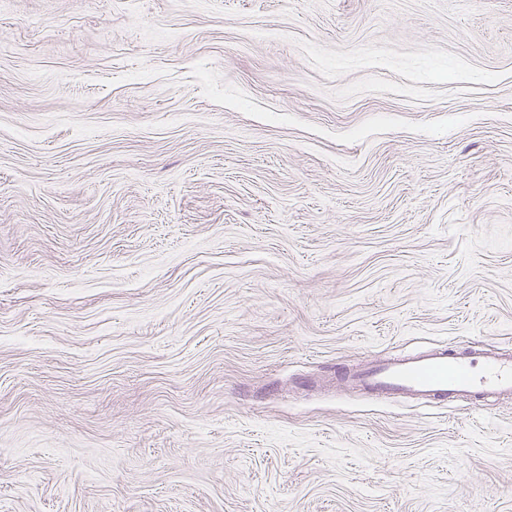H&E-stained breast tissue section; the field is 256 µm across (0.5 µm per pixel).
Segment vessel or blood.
<instances>
[{
	"label": "vessel or blood",
	"mask_w": 512,
	"mask_h": 512,
	"mask_svg": "<svg viewBox=\"0 0 512 512\" xmlns=\"http://www.w3.org/2000/svg\"><path fill=\"white\" fill-rule=\"evenodd\" d=\"M339 382L377 401L477 406L512 397V353H492L476 345L441 344L348 369Z\"/></svg>",
	"instance_id": "b4317fda"
}]
</instances>
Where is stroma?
I'll return each instance as SVG.
<instances>
[{"label": "stroma", "instance_id": "stroma-1", "mask_svg": "<svg viewBox=\"0 0 512 512\" xmlns=\"http://www.w3.org/2000/svg\"><path fill=\"white\" fill-rule=\"evenodd\" d=\"M512 0H0V512H512ZM336 380L372 400L474 406L512 397V353L441 344L349 368Z\"/></svg>", "mask_w": 512, "mask_h": 512}]
</instances>
